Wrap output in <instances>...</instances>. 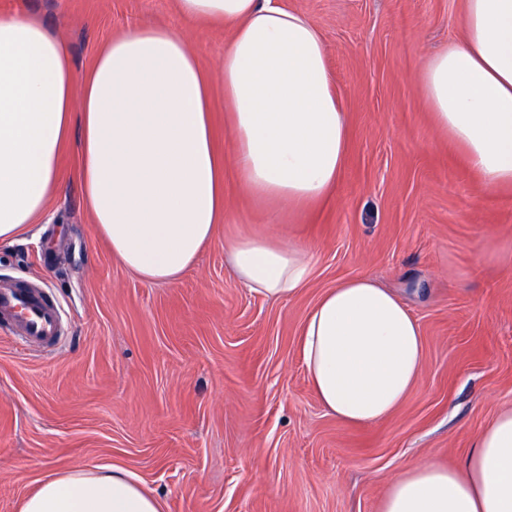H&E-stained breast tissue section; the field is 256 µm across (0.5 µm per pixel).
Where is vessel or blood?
Returning <instances> with one entry per match:
<instances>
[{
	"instance_id": "obj_1",
	"label": "vessel or blood",
	"mask_w": 512,
	"mask_h": 512,
	"mask_svg": "<svg viewBox=\"0 0 512 512\" xmlns=\"http://www.w3.org/2000/svg\"><path fill=\"white\" fill-rule=\"evenodd\" d=\"M0 327L29 346H51L62 333L56 303L26 281L0 288Z\"/></svg>"
}]
</instances>
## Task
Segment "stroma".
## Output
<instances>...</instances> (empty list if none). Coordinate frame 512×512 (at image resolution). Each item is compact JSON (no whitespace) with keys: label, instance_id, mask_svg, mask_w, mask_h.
Returning a JSON list of instances; mask_svg holds the SVG:
<instances>
[{"label":"stroma","instance_id":"35a3bbf8","mask_svg":"<svg viewBox=\"0 0 512 512\" xmlns=\"http://www.w3.org/2000/svg\"><path fill=\"white\" fill-rule=\"evenodd\" d=\"M281 2L319 27L350 128L334 194L291 213L250 198L213 84L224 219L178 281L151 283L98 234L66 147L50 221L0 244V284L43 288L65 327L50 350L0 330V512H19L47 469L105 463L137 474L164 512H379L397 472L461 467L512 404V188L483 185L415 81L461 41L464 0ZM12 11L64 37L80 73L134 27L185 34L209 72L232 35L187 24L175 0H0ZM245 234L307 249L306 288L289 299L245 288L225 254ZM362 275L417 318L424 364L395 413L355 426L318 403L299 331L323 291Z\"/></svg>","mask_w":512,"mask_h":512}]
</instances>
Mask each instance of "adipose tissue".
<instances>
[{
  "instance_id": "adipose-tissue-1",
  "label": "adipose tissue",
  "mask_w": 512,
  "mask_h": 512,
  "mask_svg": "<svg viewBox=\"0 0 512 512\" xmlns=\"http://www.w3.org/2000/svg\"><path fill=\"white\" fill-rule=\"evenodd\" d=\"M188 22L231 26L216 73L184 35L141 26L112 37L77 75L68 42L26 16H0V243L30 231L55 193L60 152L78 150L85 207L133 275L173 282L224 217V161L213 143V82L224 87L233 162L245 193L279 209L329 200L348 127L318 27L280 0H175ZM464 38L428 59L418 85L435 127L491 189L512 187V0H465ZM239 281L272 298L310 280L306 251L265 235L225 246ZM323 409L378 423L413 392L421 328L375 280L324 291L300 330ZM21 512H162L128 469L48 472ZM380 512H512V406L472 441L463 469L425 462L395 475Z\"/></svg>"
}]
</instances>
